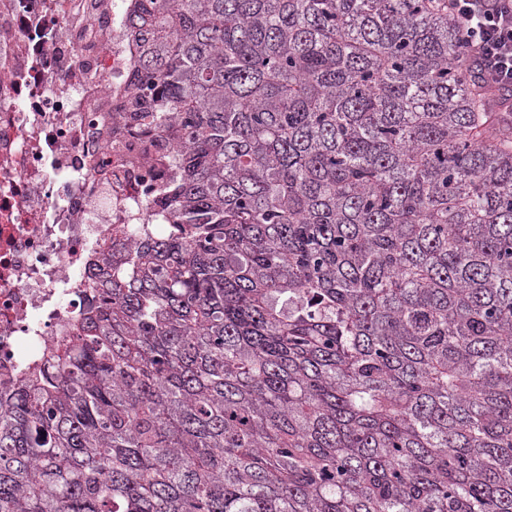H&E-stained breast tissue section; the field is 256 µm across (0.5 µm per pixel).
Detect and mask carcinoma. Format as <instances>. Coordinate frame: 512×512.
Segmentation results:
<instances>
[{
	"label": "carcinoma",
	"instance_id": "cac0c4a2",
	"mask_svg": "<svg viewBox=\"0 0 512 512\" xmlns=\"http://www.w3.org/2000/svg\"><path fill=\"white\" fill-rule=\"evenodd\" d=\"M176 232L0 394V512H512V95L445 0H134Z\"/></svg>",
	"mask_w": 512,
	"mask_h": 512
}]
</instances>
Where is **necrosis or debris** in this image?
I'll return each mask as SVG.
<instances>
[{"instance_id":"4bbe7bcc","label":"necrosis or debris","mask_w":512,"mask_h":512,"mask_svg":"<svg viewBox=\"0 0 512 512\" xmlns=\"http://www.w3.org/2000/svg\"><path fill=\"white\" fill-rule=\"evenodd\" d=\"M133 0H0V373L81 313L117 229L169 233L151 188L183 138L122 122L138 90Z\"/></svg>"}]
</instances>
